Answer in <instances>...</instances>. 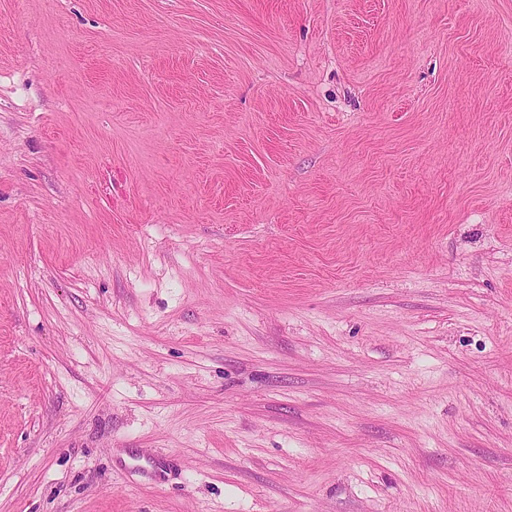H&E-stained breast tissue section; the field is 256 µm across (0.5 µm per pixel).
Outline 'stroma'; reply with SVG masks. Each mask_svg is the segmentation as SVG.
Segmentation results:
<instances>
[{
    "mask_svg": "<svg viewBox=\"0 0 512 512\" xmlns=\"http://www.w3.org/2000/svg\"><path fill=\"white\" fill-rule=\"evenodd\" d=\"M0 512H512V0H0Z\"/></svg>",
    "mask_w": 512,
    "mask_h": 512,
    "instance_id": "1",
    "label": "stroma"
}]
</instances>
